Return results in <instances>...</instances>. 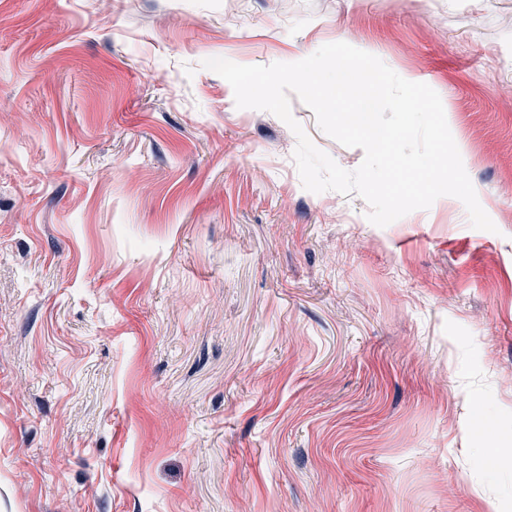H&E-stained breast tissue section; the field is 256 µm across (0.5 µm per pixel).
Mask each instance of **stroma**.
I'll return each instance as SVG.
<instances>
[{
  "mask_svg": "<svg viewBox=\"0 0 512 512\" xmlns=\"http://www.w3.org/2000/svg\"><path fill=\"white\" fill-rule=\"evenodd\" d=\"M333 42L438 93L495 231L306 191L202 66ZM500 448L512 0H0V512H512Z\"/></svg>",
  "mask_w": 512,
  "mask_h": 512,
  "instance_id": "obj_1",
  "label": "stroma"
}]
</instances>
